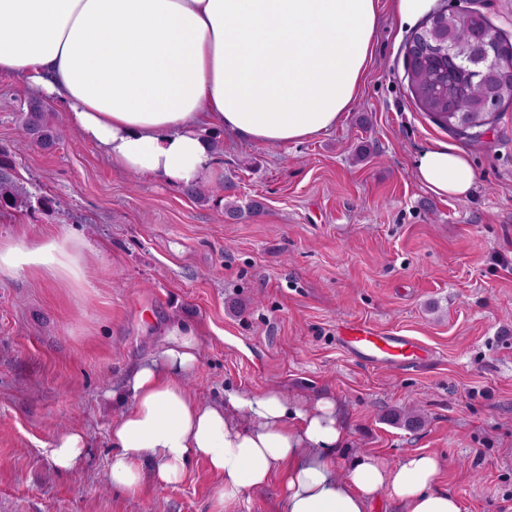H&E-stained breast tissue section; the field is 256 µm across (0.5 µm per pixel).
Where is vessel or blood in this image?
I'll list each match as a JSON object with an SVG mask.
<instances>
[{
    "label": "vessel or blood",
    "mask_w": 512,
    "mask_h": 512,
    "mask_svg": "<svg viewBox=\"0 0 512 512\" xmlns=\"http://www.w3.org/2000/svg\"><path fill=\"white\" fill-rule=\"evenodd\" d=\"M336 335L349 354L373 366L409 364L420 359L424 350L412 337L384 333L369 324L344 322Z\"/></svg>",
    "instance_id": "obj_1"
}]
</instances>
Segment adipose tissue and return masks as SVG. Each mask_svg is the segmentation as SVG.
Segmentation results:
<instances>
[{
	"mask_svg": "<svg viewBox=\"0 0 512 512\" xmlns=\"http://www.w3.org/2000/svg\"><path fill=\"white\" fill-rule=\"evenodd\" d=\"M379 0H0V75L64 103L80 138L113 168L194 187L213 180L220 131L260 145L300 142L350 112L374 52ZM417 182L469 198L477 172L460 146L417 152ZM91 244L73 231L0 238V280L24 274L88 284ZM201 332L168 323L161 350L126 381L131 403L113 420L114 487L179 482L191 459L218 476L216 500L238 503L283 480V512H462L438 485L445 462L411 453L341 464L346 431L334 401L225 389L194 399L181 379Z\"/></svg>",
	"mask_w": 512,
	"mask_h": 512,
	"instance_id": "adipose-tissue-1",
	"label": "adipose tissue"
}]
</instances>
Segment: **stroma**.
Instances as JSON below:
<instances>
[{
  "label": "stroma",
  "mask_w": 512,
  "mask_h": 512,
  "mask_svg": "<svg viewBox=\"0 0 512 512\" xmlns=\"http://www.w3.org/2000/svg\"><path fill=\"white\" fill-rule=\"evenodd\" d=\"M409 36L383 20L335 129L282 146L220 137V201L113 170L48 97L62 137L40 149L22 130L32 94L0 77V150L31 195L29 207L0 210V237L77 232L97 270L80 294L24 275L0 281V512H281L277 474L219 509L202 459L172 485L113 487L108 433L123 406L110 394L174 319L202 331L185 380L198 400L223 402L228 387L331 398L349 454L438 455L439 485L462 512H512V104L479 141L449 134L411 98ZM434 140L470 154L469 199L416 181L414 156ZM228 200L263 208L232 219ZM345 321L414 337L429 357L365 364L336 341ZM410 412L420 430L396 422ZM67 428L88 442L72 471L50 456Z\"/></svg>",
  "instance_id": "35a3bbf8"
}]
</instances>
